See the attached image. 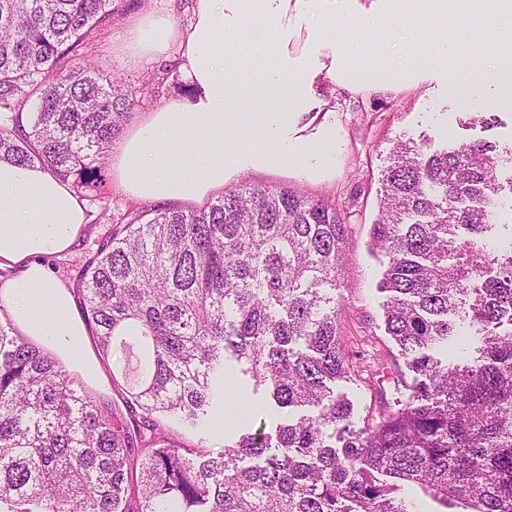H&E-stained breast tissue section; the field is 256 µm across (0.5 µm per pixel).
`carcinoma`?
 <instances>
[{
    "mask_svg": "<svg viewBox=\"0 0 512 512\" xmlns=\"http://www.w3.org/2000/svg\"><path fill=\"white\" fill-rule=\"evenodd\" d=\"M112 14V0H0V161L99 200L133 100L78 51ZM504 162L487 141L393 147L370 237L404 362L390 380L413 373L412 393L398 409L378 397L358 422L332 387L349 371L336 307L349 213L243 185L111 225L78 292L104 362L126 355L112 386L130 421L0 321V512H408L399 482L462 512H512V246L487 248L499 195H512ZM461 324L481 346L451 364L434 351ZM228 359L276 408L317 414L263 422L216 453L174 443L159 417L222 428L237 416Z\"/></svg>",
    "mask_w": 512,
    "mask_h": 512,
    "instance_id": "1",
    "label": "carcinoma"
}]
</instances>
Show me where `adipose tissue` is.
<instances>
[{
  "label": "adipose tissue",
  "mask_w": 512,
  "mask_h": 512,
  "mask_svg": "<svg viewBox=\"0 0 512 512\" xmlns=\"http://www.w3.org/2000/svg\"><path fill=\"white\" fill-rule=\"evenodd\" d=\"M467 0H194L187 27L148 13L129 28L132 57L178 48L192 100L172 99L148 112L124 139L112 166L130 195L158 201L196 200L253 169L335 161V136L319 119L342 92L417 88L428 70L449 92L477 87L464 76L458 47L448 39V16ZM427 26L431 53L404 57L389 36L396 27ZM306 29L300 51L292 31ZM348 30H377L381 44L353 48L337 40ZM85 208L68 184L37 165L0 162V265L17 268L0 286L19 330L74 359L87 379L102 378L86 354L89 331L72 290L53 280L41 255L69 249Z\"/></svg>",
  "instance_id": "1"
}]
</instances>
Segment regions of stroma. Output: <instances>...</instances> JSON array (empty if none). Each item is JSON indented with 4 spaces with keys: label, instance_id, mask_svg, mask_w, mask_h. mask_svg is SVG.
<instances>
[{
    "label": "stroma",
    "instance_id": "35a3bbf8",
    "mask_svg": "<svg viewBox=\"0 0 512 512\" xmlns=\"http://www.w3.org/2000/svg\"><path fill=\"white\" fill-rule=\"evenodd\" d=\"M193 0H113L114 23L96 28L82 56L99 69L112 72L134 93V112L143 117L167 100L184 97L187 84L177 50L167 57L132 60L127 49L130 25L153 12L169 16L180 26L192 15ZM498 88L486 83L471 99L449 95L441 77L427 78L420 89L387 95L358 93L340 99L330 119L336 125V167L330 176L312 179L284 169L249 171L237 184L287 186L311 197H328L336 206H351L352 233L348 243L347 273L336 287L340 307L338 328L350 354V376L338 380L336 390L352 402L363 417L375 396L390 403L404 402L407 392L382 382L374 367L398 359L387 335L378 282L383 258L370 247L371 226L379 214L381 174L393 146L400 140L421 143L425 151L459 147L486 138L499 146L512 144V108L493 105ZM109 194L104 201H85L87 221L67 251L39 256V263L60 284L73 288L85 260L104 237L113 217L141 211L144 200L126 194L114 173L105 175Z\"/></svg>",
    "mask_w": 512,
    "mask_h": 512
}]
</instances>
